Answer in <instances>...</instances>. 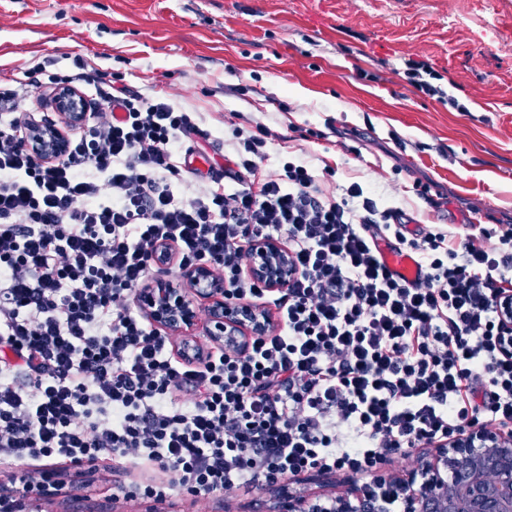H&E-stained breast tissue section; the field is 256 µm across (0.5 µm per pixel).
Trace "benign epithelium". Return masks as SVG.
<instances>
[{"label": "benign epithelium", "mask_w": 512, "mask_h": 512, "mask_svg": "<svg viewBox=\"0 0 512 512\" xmlns=\"http://www.w3.org/2000/svg\"><path fill=\"white\" fill-rule=\"evenodd\" d=\"M56 105L66 120L83 119L78 93H58ZM36 150L52 158L67 146L64 132L49 123L34 127ZM247 274L272 290H284L292 276L288 249L278 240L252 243ZM184 287L158 280L140 293L145 313L162 328L188 332L195 326L193 298L209 302V316L216 322L210 335L233 345L239 337L252 336L264 327L260 310L224 303V282L207 265L181 273ZM398 501L403 512H512V433L475 427L451 440L436 441L418 458L417 468L391 481L383 476L369 483L351 482L345 491L308 499L280 486L276 512H389Z\"/></svg>", "instance_id": "7a95c632"}]
</instances>
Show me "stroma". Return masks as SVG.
<instances>
[{"label":"stroma","instance_id":"obj_1","mask_svg":"<svg viewBox=\"0 0 512 512\" xmlns=\"http://www.w3.org/2000/svg\"><path fill=\"white\" fill-rule=\"evenodd\" d=\"M76 54L104 84L151 87L194 110L209 163H223L245 116L276 135L267 174L303 157L324 188L360 183L419 227L460 239L512 224V0H0V76L24 114L61 122L31 69L70 73ZM411 57L441 72L465 111L408 85ZM238 85L246 95L230 94ZM277 492L176 493L161 512H247ZM148 507L100 484L43 510Z\"/></svg>","mask_w":512,"mask_h":512}]
</instances>
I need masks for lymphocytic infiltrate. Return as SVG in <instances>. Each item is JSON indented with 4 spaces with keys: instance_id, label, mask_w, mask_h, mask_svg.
I'll return each instance as SVG.
<instances>
[{
    "instance_id": "f902f5d3",
    "label": "lymphocytic infiltrate",
    "mask_w": 512,
    "mask_h": 512,
    "mask_svg": "<svg viewBox=\"0 0 512 512\" xmlns=\"http://www.w3.org/2000/svg\"><path fill=\"white\" fill-rule=\"evenodd\" d=\"M403 75L465 111L428 62ZM85 107L93 121L45 160L0 88V512L50 496L52 463L139 468L118 492L163 503L314 468L366 473L474 424L512 432L511 224L492 249L407 238L402 209L356 182L326 192L304 158L266 177L260 124L236 128L231 165L187 198L191 112L123 87ZM258 238L285 239L286 291L247 275ZM381 239L417 255L419 279L389 270ZM200 264L225 301L275 307L243 350L207 339L184 353L136 307L156 274Z\"/></svg>"
}]
</instances>
